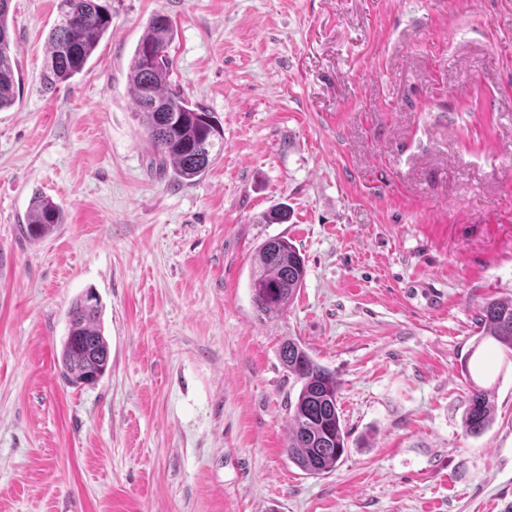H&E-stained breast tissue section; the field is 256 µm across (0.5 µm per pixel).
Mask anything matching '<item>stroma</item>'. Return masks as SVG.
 I'll list each match as a JSON object with an SVG mask.
<instances>
[{
    "label": "stroma",
    "mask_w": 512,
    "mask_h": 512,
    "mask_svg": "<svg viewBox=\"0 0 512 512\" xmlns=\"http://www.w3.org/2000/svg\"><path fill=\"white\" fill-rule=\"evenodd\" d=\"M58 0H11L0 112V512H492L512 502V355L480 305L512 297V0H107L85 70L42 88ZM168 15L170 79L224 151L159 170L131 55ZM65 221L33 241L34 193ZM283 204L288 220L261 218ZM304 286L261 321L258 245ZM94 291L110 358L69 387L71 303ZM295 336L336 375L348 450L285 451ZM493 420L462 428L471 383ZM9 2L0 0V112L15 104L19 79L18 63L11 47ZM305 261L284 237H271L256 250L249 277L254 309L261 320L282 317L304 283Z\"/></svg>",
    "instance_id": "35a3bbf8"
}]
</instances>
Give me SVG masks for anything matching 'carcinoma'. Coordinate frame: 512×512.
<instances>
[{"label":"carcinoma","mask_w":512,"mask_h":512,"mask_svg":"<svg viewBox=\"0 0 512 512\" xmlns=\"http://www.w3.org/2000/svg\"><path fill=\"white\" fill-rule=\"evenodd\" d=\"M9 2L0 0V112L16 101L18 63L12 53ZM58 20L50 30L43 80L53 90L81 74L99 41L112 27V12L100 0H59ZM173 25L165 14L148 21L132 55L128 81L135 111L141 116L147 140L159 168L172 169L181 183L202 177L224 151L221 128L211 113L186 98L169 83L167 48ZM154 53L148 59L147 51ZM64 214L57 203L39 194L31 199L23 232L30 238L46 236ZM305 261L296 246L284 237H271L256 250L249 277L252 303L258 317H282L304 283ZM102 306L92 292L80 296L68 311L66 336L59 365L63 381L80 387L104 375L109 363V345L103 333ZM481 338L491 339L512 351V298L490 300L478 309ZM278 356L300 384L296 398L288 402L286 452L310 476L336 469L347 447L337 407L336 375L319 364L296 339L283 340ZM492 404L489 392L472 385L463 415L470 435L481 434L489 425Z\"/></svg>","instance_id":"cac0c4a2"}]
</instances>
